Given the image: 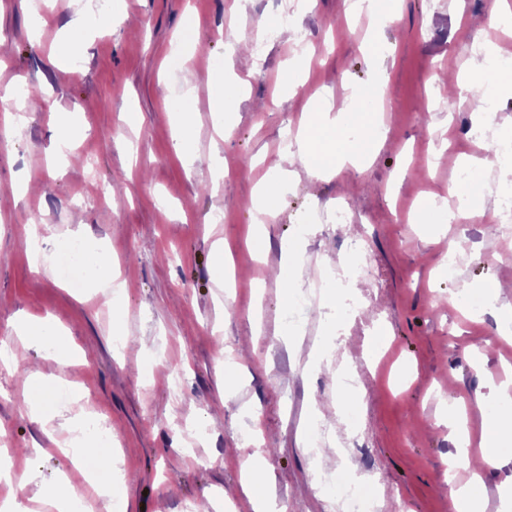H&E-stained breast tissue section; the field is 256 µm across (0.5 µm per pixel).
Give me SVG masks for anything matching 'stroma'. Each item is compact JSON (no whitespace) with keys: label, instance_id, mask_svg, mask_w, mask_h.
<instances>
[{"label":"stroma","instance_id":"stroma-1","mask_svg":"<svg viewBox=\"0 0 512 512\" xmlns=\"http://www.w3.org/2000/svg\"><path fill=\"white\" fill-rule=\"evenodd\" d=\"M289 0H123L114 27L97 18L98 0H58L39 42L30 16L0 0V88L37 87L28 121L12 140L0 137V432L29 473L15 495L26 512H51L52 489L67 482L86 512H252L242 491L241 464L260 462L254 479L276 497L280 512H327L311 480L310 455L300 440L309 402L325 423L354 413L359 447L328 457L324 471L344 466L374 479L379 512H454L448 457L458 438L448 428V397L459 401L470 454L479 450L482 417L476 393L512 390V359L496 331L497 311L512 312V237L488 226L503 193L498 172L474 171L471 195L479 215L464 214L440 228L420 223L418 208L456 209L448 190L463 158H486V144L512 138V92L497 91L489 121L476 125L481 104L463 95L448 105L441 74L465 73L493 30V0H403L387 26L345 16L344 0H310L297 29L278 28ZM84 29L72 34L76 17ZM275 37H268V30ZM334 49L324 52L325 36ZM72 39L73 55L52 64L55 43ZM376 39L381 59L363 49ZM316 44L296 88L284 79L296 40ZM251 44L233 69L243 84L227 107L235 113L228 139L215 134V106L199 107L198 89L232 41ZM181 57L196 77L185 94ZM386 79L381 107L386 141L361 169L329 180L297 167L266 225L263 254L247 241L254 231V195L267 161L287 151L312 99L327 97L346 110L349 94ZM184 97L195 127V161L177 149L171 102ZM136 112L140 128L124 122ZM73 113L89 130L71 164L54 152L56 113ZM226 173L210 182L213 153ZM33 189L18 195L23 182ZM345 201L350 220L329 223L330 207ZM223 223H214L215 214ZM52 254L78 240L123 259L121 292L90 280L82 294L64 288L55 271L36 273L28 257L33 224ZM358 238L348 255L342 242ZM293 241L322 266L326 302L288 322L283 288L273 274L281 247ZM226 245L228 264L216 261ZM466 262L455 278L442 271L451 251ZM367 263L369 280L352 283L360 312L337 316V262ZM500 288L496 309H473L468 293ZM21 319L62 325L85 359L73 362L51 345L19 339ZM342 320L344 345L326 334ZM254 339L244 360L221 348ZM362 371L357 390L337 396V364ZM43 385L32 391L31 380ZM79 387L81 398L50 406L56 385ZM111 429V449L97 443L95 420ZM100 463L117 459L113 483L125 497L105 504L85 490L63 448L74 435Z\"/></svg>","mask_w":512,"mask_h":512}]
</instances>
